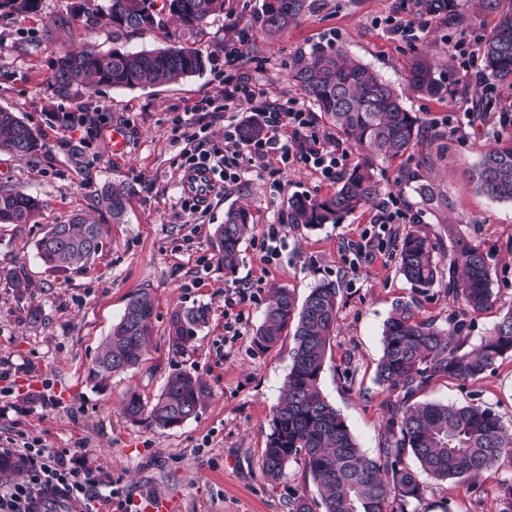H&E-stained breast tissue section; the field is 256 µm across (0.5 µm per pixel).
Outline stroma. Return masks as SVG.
<instances>
[{
	"label": "stroma",
	"instance_id": "stroma-1",
	"mask_svg": "<svg viewBox=\"0 0 512 512\" xmlns=\"http://www.w3.org/2000/svg\"><path fill=\"white\" fill-rule=\"evenodd\" d=\"M73 2L42 0L38 14L0 16V108L36 128L42 144L27 158L0 153V185L18 187L41 202L35 223L0 224V359L12 362L21 393L0 416V451L21 438L68 449L80 470L112 486L118 498L138 503L165 496L173 512H289L295 495L314 498L318 492L302 462H290L276 482L261 470L293 347L289 333L267 351L253 343L273 289L287 288L301 301L319 281L338 284V326L320 387L370 456L383 442L387 393L376 380V366L393 306L413 302L420 319L441 325L459 310L444 286L416 290L399 275L391 235L418 220L442 253L462 242L481 246L493 302L471 315L469 345H478L512 308V203L490 198L473 179L494 139L512 136L511 87H496L492 109L481 108L485 82L478 49L498 17L481 0H460L458 25L444 16H419L408 0H308L310 8L298 22L270 38L261 28L263 0H225L222 15L190 33L173 22L144 31L92 27L83 14L72 13ZM64 15L68 27L55 28L54 20ZM243 30L250 33L244 43ZM86 42L103 53L182 45L210 62L202 75L159 87L59 99L49 82L56 61ZM229 46L240 52L233 68L224 65ZM329 46L344 47L391 82L418 119L409 155L382 163L378 172L391 222L376 223V210L362 209L315 230L288 223L293 194L324 198L336 188L301 163L278 182L246 171L225 184L204 216L185 212L178 183L189 136H198L206 150L224 149L227 122H246L256 104L288 98L300 100L318 135L335 136L323 112L288 78L297 56ZM421 57L435 65L448 89L444 98L409 89V74ZM236 81L246 83L254 98L223 111L224 86ZM64 112L73 113L75 123L60 122ZM454 126L460 132L453 136ZM116 129L127 139L120 152L112 146ZM121 181L134 192L116 222L98 209L96 192ZM421 184L436 193L425 210L416 192ZM244 199L253 227L242 243L239 268L228 274L216 261L213 231L225 211ZM78 214L102 224L99 253L82 270L51 272L36 257L35 242L47 225ZM271 224L280 231L279 257L268 262L262 244ZM452 227L458 233L454 241L448 237ZM15 278L27 282L25 291L12 287ZM141 289L155 297L152 348L139 366L98 384L90 375L94 359L129 296ZM199 304L210 308L207 325L193 346L172 352V312ZM34 306L42 310L35 323L28 315ZM238 312L243 320L226 330V314ZM178 370L198 375L209 391L195 417L166 430L123 418L128 391L154 401ZM415 400L481 405L512 428V354L498 358L475 381L436 377ZM505 481H512L507 456L479 479L429 482L414 510L500 512L497 490Z\"/></svg>",
	"mask_w": 512,
	"mask_h": 512
}]
</instances>
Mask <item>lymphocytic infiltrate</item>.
I'll return each instance as SVG.
<instances>
[{"instance_id":"1","label":"lymphocytic infiltrate","mask_w":512,"mask_h":512,"mask_svg":"<svg viewBox=\"0 0 512 512\" xmlns=\"http://www.w3.org/2000/svg\"><path fill=\"white\" fill-rule=\"evenodd\" d=\"M263 136L256 141H242L236 124H229L224 132L225 150L208 151L193 146L184 153V169L209 168L217 185L237 180L246 167L264 168L268 158L278 157L282 166L301 162L328 180L335 179L338 169L349 158L347 149L332 150L322 147L318 136L310 135L312 121L298 100L288 99L258 109ZM309 139V146L293 155L288 139ZM29 464L27 482L0 491V512H36L34 502L38 494L54 490L80 501L86 512H110L113 504L111 492L93 485L87 475L73 463L69 451H52L38 444L24 441L16 450Z\"/></svg>"}]
</instances>
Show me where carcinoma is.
<instances>
[{
    "instance_id": "obj_1",
    "label": "carcinoma",
    "mask_w": 512,
    "mask_h": 512,
    "mask_svg": "<svg viewBox=\"0 0 512 512\" xmlns=\"http://www.w3.org/2000/svg\"><path fill=\"white\" fill-rule=\"evenodd\" d=\"M42 0H0V15L36 14ZM107 7L75 10L92 25L141 30L176 21L195 30L224 13V0H105ZM499 14L497 26L482 40L483 73L489 89L512 86V0H486ZM457 0H411L420 16L459 19ZM306 0H264L265 34L275 36L292 26ZM209 60L195 49L169 46L152 51L118 48L107 54L86 44L61 57L51 77L57 97L75 100L103 87L146 88L202 74ZM301 93L324 112L336 130L358 149V161L340 178L336 190L321 200L294 195L288 199V223L306 229L339 224L350 213L384 208L378 162L404 156L418 137L417 118L406 110L402 94L371 67L353 59L342 47L318 48L310 59L298 58L290 73ZM409 83L414 91L442 98L444 84L428 60L415 63ZM41 149L38 132L16 113L0 108V152L26 158ZM475 181L487 195L512 202V137L498 139L482 156ZM131 188L124 182L103 187L97 203L119 218ZM39 200L19 188L0 186V224H29ZM250 228V208L240 204L224 213L214 229L217 263L232 274L240 263L241 243ZM102 225L76 215L65 224H50L35 243L37 258L54 273L78 270L97 256ZM397 271L413 288H431L448 278V297L462 305L448 325L420 320L414 305L397 302L384 323L377 381L388 393L383 420L384 441L370 457L358 447L341 414L323 396L319 380L336 335L340 288L318 282L297 303L278 288L254 336L260 350L273 348L293 327L291 368L277 404L261 468L271 481L284 475L288 463L300 459L319 494L323 512H407L424 499L426 480L454 482L476 479L512 455V434L493 411L480 405L414 404L411 399L437 376L461 381L482 375L495 361L512 353V308L482 341L468 349L467 317L491 305L489 268L478 245H468L442 268L441 256L428 234L412 228L395 246ZM155 301L148 289L133 293L119 322L95 358L92 374L102 383L140 364L153 342ZM206 305L179 309L168 323V344L183 352L209 320ZM205 388L188 371L169 375L155 403L128 392L121 411L125 419L148 422L159 429L179 427L197 415ZM412 457L415 466L406 462ZM26 469V461L0 453V482L8 483Z\"/></svg>"
}]
</instances>
